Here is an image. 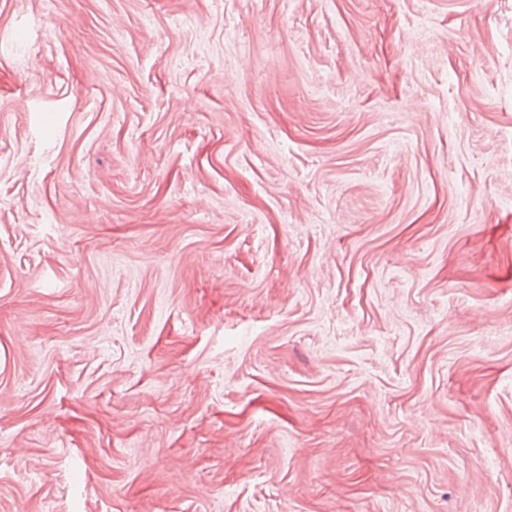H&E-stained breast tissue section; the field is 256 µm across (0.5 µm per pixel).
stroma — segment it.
<instances>
[{
  "label": "stroma",
  "instance_id": "stroma-1",
  "mask_svg": "<svg viewBox=\"0 0 512 512\" xmlns=\"http://www.w3.org/2000/svg\"><path fill=\"white\" fill-rule=\"evenodd\" d=\"M510 181L512 0H0V512H512Z\"/></svg>",
  "mask_w": 512,
  "mask_h": 512
}]
</instances>
